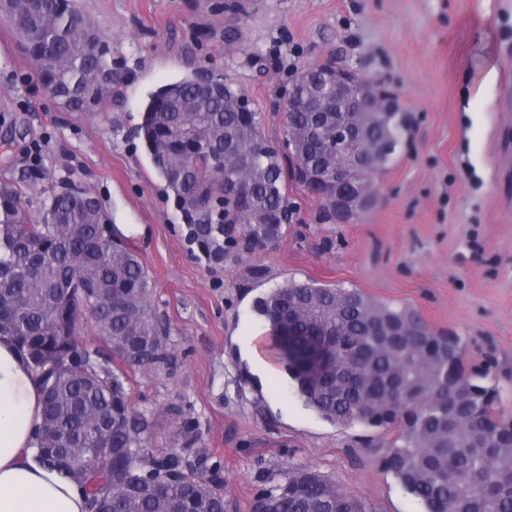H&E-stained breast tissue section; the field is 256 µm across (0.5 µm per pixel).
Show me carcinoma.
Returning a JSON list of instances; mask_svg holds the SVG:
<instances>
[{
  "instance_id": "cac0c4a2",
  "label": "carcinoma",
  "mask_w": 512,
  "mask_h": 512,
  "mask_svg": "<svg viewBox=\"0 0 512 512\" xmlns=\"http://www.w3.org/2000/svg\"><path fill=\"white\" fill-rule=\"evenodd\" d=\"M211 12L240 16L243 0H204ZM11 23L41 88L67 112L118 101L112 51L75 0H10ZM244 94L222 78L196 76L158 86L143 106L136 136L189 216L205 254L236 261L274 246L291 206L288 182L303 168L328 163L326 143L311 134L314 113L283 108V138L260 130ZM368 113L351 145L348 187L377 176L394 155L368 168L356 150L400 142L407 118ZM23 188L0 181V336L26 355L44 395L37 455L85 487L87 512H225L209 457L195 449L197 427L185 410V445L156 452L143 435L151 422L133 409L127 373L171 371V329L152 302L140 254L84 189L52 193L34 219ZM269 326L277 360L304 405L322 418L395 432L385 467L422 512H512V420L496 392L466 373L459 338L435 333L417 311L356 290L288 281L255 304ZM93 321L102 344L80 328ZM316 327L338 337L334 367L315 384L288 360L282 328ZM117 365L111 370L106 364ZM266 512H362L322 475L297 469L256 498Z\"/></svg>"
}]
</instances>
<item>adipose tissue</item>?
Masks as SVG:
<instances>
[{"mask_svg": "<svg viewBox=\"0 0 512 512\" xmlns=\"http://www.w3.org/2000/svg\"><path fill=\"white\" fill-rule=\"evenodd\" d=\"M260 379L273 376L272 339L256 332L240 349ZM43 392L13 340L0 336V512H85L79 487L36 457Z\"/></svg>", "mask_w": 512, "mask_h": 512, "instance_id": "obj_1", "label": "adipose tissue"}]
</instances>
